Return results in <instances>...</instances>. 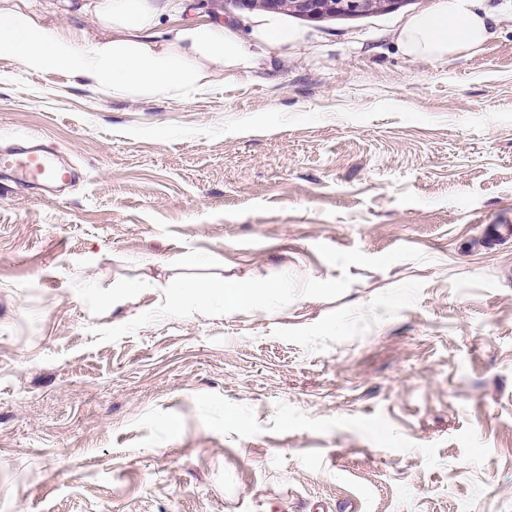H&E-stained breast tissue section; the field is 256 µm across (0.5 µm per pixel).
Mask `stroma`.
<instances>
[{"label": "stroma", "instance_id": "stroma-1", "mask_svg": "<svg viewBox=\"0 0 512 512\" xmlns=\"http://www.w3.org/2000/svg\"><path fill=\"white\" fill-rule=\"evenodd\" d=\"M436 2L186 101L0 58V151L79 172L0 194V512H512V0L412 59ZM439 1L433 10L414 14L401 30L399 42L409 57L449 62L489 38L494 18L480 0ZM224 313L232 314L239 307L251 305L267 288L265 282L252 280L239 283H230L223 286Z\"/></svg>", "mask_w": 512, "mask_h": 512}]
</instances>
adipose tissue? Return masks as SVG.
Returning a JSON list of instances; mask_svg holds the SVG:
<instances>
[{
	"mask_svg": "<svg viewBox=\"0 0 512 512\" xmlns=\"http://www.w3.org/2000/svg\"><path fill=\"white\" fill-rule=\"evenodd\" d=\"M52 0L40 10L5 0L0 5V57L14 58L31 71L63 70L91 80L115 98H180L210 84L211 65L249 68L250 45L270 49L296 42L299 32L274 12L251 17L249 35L224 23L186 22L156 39L161 10L156 0H87L108 40L84 28L43 25ZM492 15L480 0H438L428 12L413 15L399 42L415 59L449 61L483 44L490 36Z\"/></svg>",
	"mask_w": 512,
	"mask_h": 512,
	"instance_id": "ef3b65f1",
	"label": "adipose tissue"
}]
</instances>
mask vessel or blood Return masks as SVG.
Segmentation results:
<instances>
[{
  "label": "vessel or blood",
  "mask_w": 512,
  "mask_h": 512,
  "mask_svg": "<svg viewBox=\"0 0 512 512\" xmlns=\"http://www.w3.org/2000/svg\"><path fill=\"white\" fill-rule=\"evenodd\" d=\"M0 169L10 172L25 184L50 191L69 183L75 177L72 169L56 164L51 150L35 141H26L0 156Z\"/></svg>",
  "instance_id": "vessel-or-blood-1"
}]
</instances>
